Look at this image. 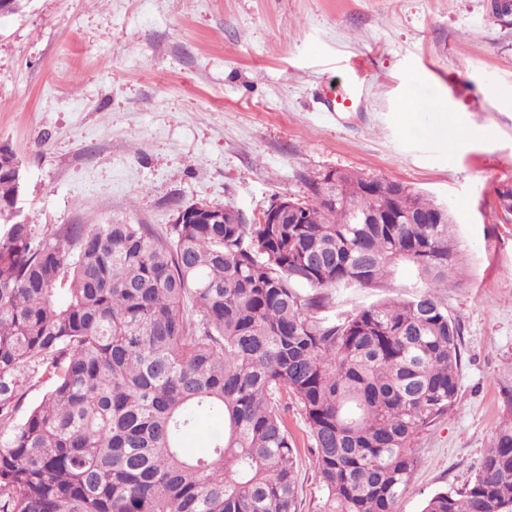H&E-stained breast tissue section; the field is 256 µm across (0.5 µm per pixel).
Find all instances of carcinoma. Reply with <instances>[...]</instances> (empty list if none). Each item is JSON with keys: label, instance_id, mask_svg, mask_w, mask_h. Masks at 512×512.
<instances>
[{"label": "carcinoma", "instance_id": "carcinoma-1", "mask_svg": "<svg viewBox=\"0 0 512 512\" xmlns=\"http://www.w3.org/2000/svg\"><path fill=\"white\" fill-rule=\"evenodd\" d=\"M14 157L0 154V512H298L285 397L321 512H397L419 434L459 392L460 329L439 298L465 261L449 211L338 170L282 224L214 205L160 233L49 231L9 218ZM395 211L406 223L376 220ZM395 278L408 298L335 310L336 291ZM37 375L50 387L26 408ZM210 412L224 430L195 457L183 441ZM423 512H512V423L473 482Z\"/></svg>", "mask_w": 512, "mask_h": 512}]
</instances>
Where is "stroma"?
<instances>
[{
	"label": "stroma",
	"instance_id": "1",
	"mask_svg": "<svg viewBox=\"0 0 512 512\" xmlns=\"http://www.w3.org/2000/svg\"><path fill=\"white\" fill-rule=\"evenodd\" d=\"M356 65L358 109L327 111ZM422 95L436 112L403 119L402 100ZM1 142L25 168V219L44 229H161L175 199L251 221L331 169L447 205L466 253L440 293L461 327L460 388L420 435L397 512L471 483L512 421V215L496 201L512 186V23L485 0H25L0 21ZM285 416L299 509L317 512L308 430L296 406Z\"/></svg>",
	"mask_w": 512,
	"mask_h": 512
}]
</instances>
